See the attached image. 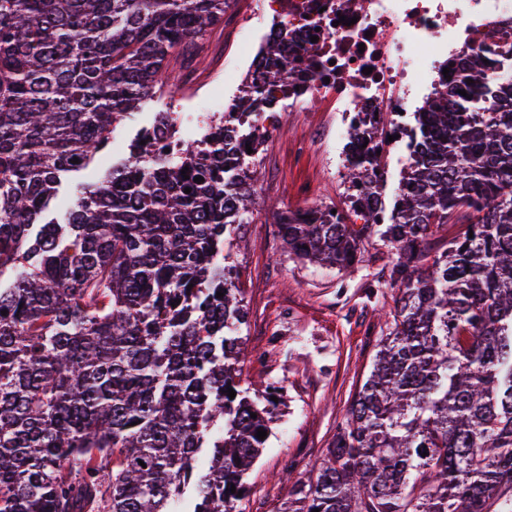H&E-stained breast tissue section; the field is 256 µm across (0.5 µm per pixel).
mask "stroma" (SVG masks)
Returning a JSON list of instances; mask_svg holds the SVG:
<instances>
[{"mask_svg": "<svg viewBox=\"0 0 512 512\" xmlns=\"http://www.w3.org/2000/svg\"><path fill=\"white\" fill-rule=\"evenodd\" d=\"M254 7L255 0H231L223 22L206 33L193 55L171 60L175 85L128 114L113 130L109 150L63 183L51 213L54 220L64 219L81 186L128 158L131 143L158 113L192 112L199 98L237 94L232 74L246 63L243 45L264 34L257 27L246 37L237 26L238 15ZM269 120L276 132L265 140L256 161V211L252 223L239 229L247 246L230 257L247 312L240 330L245 342L242 385L259 396L268 390L276 396L269 438L249 474L245 512H277L288 494L278 477L318 464L370 372L395 295L388 281L391 254L378 237L365 242L363 263L349 272L312 265L283 250L275 226L286 206L342 202L347 140L337 138L329 149L313 146L298 164L296 144L340 131L341 113L323 111L313 100L300 112L270 113Z\"/></svg>", "mask_w": 512, "mask_h": 512, "instance_id": "1", "label": "stroma"}]
</instances>
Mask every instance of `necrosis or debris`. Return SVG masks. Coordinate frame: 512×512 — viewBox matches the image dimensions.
Segmentation results:
<instances>
[{
    "label": "necrosis or debris",
    "instance_id": "4bbe7bcc",
    "mask_svg": "<svg viewBox=\"0 0 512 512\" xmlns=\"http://www.w3.org/2000/svg\"><path fill=\"white\" fill-rule=\"evenodd\" d=\"M258 8L267 31L296 33L276 102L293 112L328 98L348 126L362 112L384 115L378 138L388 155L404 150L400 133L445 83L448 58L476 54L495 79H512L500 64L512 47V0H258ZM229 110L224 102L173 113L170 150L186 144V126L208 128Z\"/></svg>",
    "mask_w": 512,
    "mask_h": 512
}]
</instances>
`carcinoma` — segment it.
Wrapping results in <instances>:
<instances>
[{"mask_svg": "<svg viewBox=\"0 0 512 512\" xmlns=\"http://www.w3.org/2000/svg\"><path fill=\"white\" fill-rule=\"evenodd\" d=\"M229 4L0 0V512H243L273 396L241 385L224 265L255 201L254 129L230 112L172 159L144 129L65 223L42 221ZM287 52L264 46L234 107H272ZM435 99L404 129L389 217L364 188L384 159L365 112L345 195L363 223L312 208L278 224L288 255L342 271L378 236L395 290L368 377L280 512H512V83L474 66Z\"/></svg>", "mask_w": 512, "mask_h": 512, "instance_id": "obj_1", "label": "carcinoma"}]
</instances>
